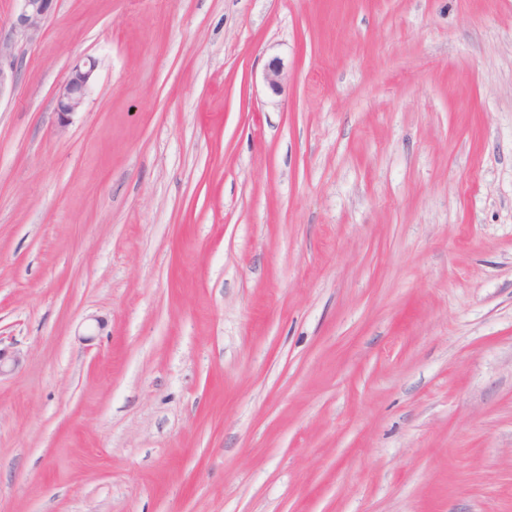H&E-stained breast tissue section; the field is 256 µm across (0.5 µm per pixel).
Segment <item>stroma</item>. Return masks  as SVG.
I'll use <instances>...</instances> for the list:
<instances>
[{
    "mask_svg": "<svg viewBox=\"0 0 512 512\" xmlns=\"http://www.w3.org/2000/svg\"><path fill=\"white\" fill-rule=\"evenodd\" d=\"M18 10L0 512H512V0ZM20 9L13 21V29L27 41H36L44 22L54 9L56 0H18ZM96 67V61L88 59L83 66L76 65L64 75L56 92V114L60 129H65L71 116L83 108Z\"/></svg>",
    "mask_w": 512,
    "mask_h": 512,
    "instance_id": "35a3bbf8",
    "label": "stroma"
}]
</instances>
